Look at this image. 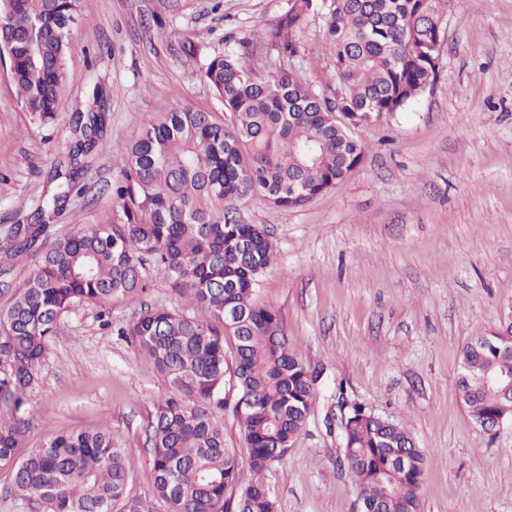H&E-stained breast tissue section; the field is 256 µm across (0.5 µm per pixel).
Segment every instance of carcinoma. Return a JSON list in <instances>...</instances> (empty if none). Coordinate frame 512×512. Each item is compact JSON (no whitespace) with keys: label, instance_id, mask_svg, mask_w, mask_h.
<instances>
[{"label":"carcinoma","instance_id":"cac0c4a2","mask_svg":"<svg viewBox=\"0 0 512 512\" xmlns=\"http://www.w3.org/2000/svg\"><path fill=\"white\" fill-rule=\"evenodd\" d=\"M442 0H292L283 28L300 29L313 11L325 22L324 53L334 83L315 88L291 67L264 78L236 52L207 57L201 77L224 107V118L188 106L155 112L130 140L112 186V218L53 236L49 224L76 188L79 157L101 150L103 115L78 112L70 169L55 170L68 191L44 197L35 224H16L4 250L16 260L38 256L34 273L0 291V394L17 415L0 421V469L14 496L35 512H147L126 493L125 451L108 430L58 431L17 457L25 428L18 416L26 389L61 317L71 308H100L112 324V301L139 300L149 270L161 269L189 308L140 307L119 329L168 380L173 393L149 425L156 495L169 512H277L263 474L304 430L319 396V372L306 363L275 308L259 302L262 275L275 246L257 224H239L235 203L260 195L298 209L336 187L364 156V144L336 119L361 123L410 106L435 80L444 40ZM79 0H0V59L30 120L56 118L66 88L70 31ZM279 54L300 44L271 34ZM234 340L231 357L224 341ZM494 329L467 342L458 387L471 419L485 427L512 411L488 374H512V350ZM234 401L252 480L236 502L239 459L224 445V402ZM343 456L360 495L377 512H419L429 457L402 424L362 404L346 412Z\"/></svg>","mask_w":512,"mask_h":512}]
</instances>
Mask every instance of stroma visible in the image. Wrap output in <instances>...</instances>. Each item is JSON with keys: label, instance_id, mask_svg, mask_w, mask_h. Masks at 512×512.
<instances>
[{"label": "stroma", "instance_id": "stroma-1", "mask_svg": "<svg viewBox=\"0 0 512 512\" xmlns=\"http://www.w3.org/2000/svg\"><path fill=\"white\" fill-rule=\"evenodd\" d=\"M288 0H81L56 120L30 123L0 70V235L30 224L74 137L71 118L106 117L104 149L85 157L54 227L104 222L128 141L145 117L189 105L223 114L182 44L228 50L226 35L258 30L248 51L264 76L291 65L319 87L333 81L325 27L311 13L282 58L269 35ZM445 41L435 84L405 111L356 127L362 163L336 188L295 210L260 196L237 203L264 228L277 259L258 298L280 314L323 389L286 457L265 474L277 512H356L331 416L338 396L406 425L431 456L420 512H512V422L478 427L456 386L459 353L512 312V0H444ZM96 306L64 315L36 383L18 456L55 432L111 429L126 450V491L152 512L149 423L170 387L134 345L100 329Z\"/></svg>", "mask_w": 512, "mask_h": 512}]
</instances>
